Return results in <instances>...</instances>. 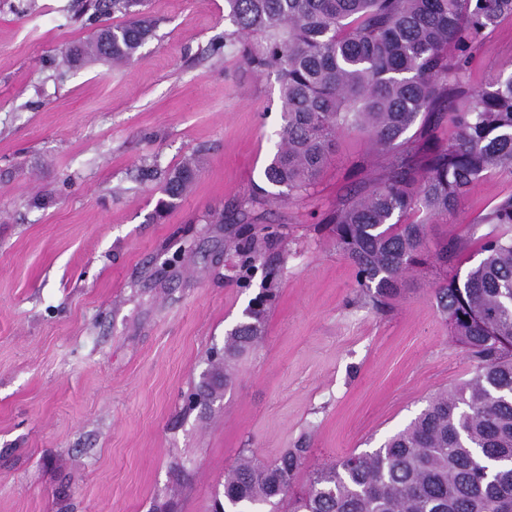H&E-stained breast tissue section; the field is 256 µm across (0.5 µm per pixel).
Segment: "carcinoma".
Returning <instances> with one entry per match:
<instances>
[{
	"label": "carcinoma",
	"mask_w": 512,
	"mask_h": 512,
	"mask_svg": "<svg viewBox=\"0 0 512 512\" xmlns=\"http://www.w3.org/2000/svg\"><path fill=\"white\" fill-rule=\"evenodd\" d=\"M145 0H89L97 18L120 14L86 45L65 53L70 68L88 58L123 64L152 36ZM235 30L258 34L249 63L280 77L281 144L264 170L278 198L306 192L326 164L337 133L367 130L383 151L419 118L455 129L430 136L423 160L400 155L386 176L336 207V245L357 269V284L380 302L428 259L447 265L461 249L433 243L427 224L456 212L469 186L491 171L512 175V74L472 91L464 70L485 32L512 15V0H225ZM198 175L187 159L162 174L163 209L176 206ZM416 219L401 224L397 217ZM483 224L512 226V194ZM465 277L444 279L436 307L452 335L477 360L473 376L428 401L372 452L349 454L293 480L307 449L287 448L268 464L241 455L224 474V512H512V236L489 235ZM267 293L224 340V362L262 335Z\"/></svg>",
	"instance_id": "1"
}]
</instances>
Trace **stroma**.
I'll list each match as a JSON object with an SVG mask.
<instances>
[{"instance_id": "obj_1", "label": "stroma", "mask_w": 512, "mask_h": 512, "mask_svg": "<svg viewBox=\"0 0 512 512\" xmlns=\"http://www.w3.org/2000/svg\"><path fill=\"white\" fill-rule=\"evenodd\" d=\"M81 4L0 0V512H210L245 450L270 462L306 449L299 492L473 376L433 291L479 262L492 230L481 218L512 176H485L429 225L431 239L464 243L458 261L410 270L374 305L327 218L383 177L390 153L348 127L309 193L259 196L280 80L225 45L224 0H149L156 27L130 63L62 73V53L99 27ZM510 73L507 17L465 79L478 89ZM193 155L192 191L157 217L160 180L142 170ZM267 287L262 339L231 386L194 403L213 351Z\"/></svg>"}]
</instances>
